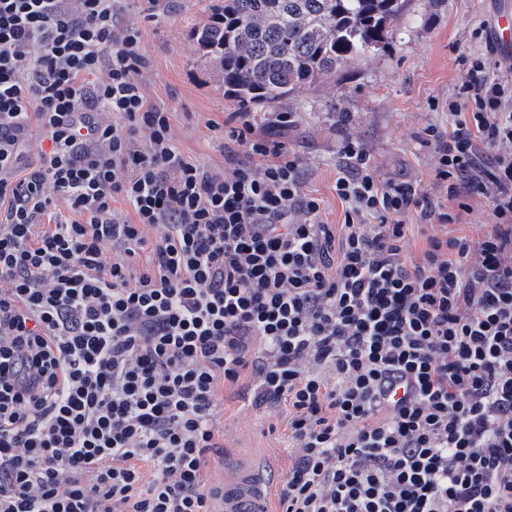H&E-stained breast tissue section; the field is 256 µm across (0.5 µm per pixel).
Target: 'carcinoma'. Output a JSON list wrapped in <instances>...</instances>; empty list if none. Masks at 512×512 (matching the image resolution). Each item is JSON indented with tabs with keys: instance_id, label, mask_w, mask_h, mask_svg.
Here are the masks:
<instances>
[{
	"instance_id": "1",
	"label": "carcinoma",
	"mask_w": 512,
	"mask_h": 512,
	"mask_svg": "<svg viewBox=\"0 0 512 512\" xmlns=\"http://www.w3.org/2000/svg\"><path fill=\"white\" fill-rule=\"evenodd\" d=\"M405 0H224L194 37L225 92L272 104L384 42Z\"/></svg>"
}]
</instances>
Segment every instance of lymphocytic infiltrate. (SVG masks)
<instances>
[{"label": "lymphocytic infiltrate", "mask_w": 512, "mask_h": 512, "mask_svg": "<svg viewBox=\"0 0 512 512\" xmlns=\"http://www.w3.org/2000/svg\"><path fill=\"white\" fill-rule=\"evenodd\" d=\"M123 2L0 0V512H209L216 393L247 369L299 450L281 512H512V64L462 57L425 130L492 231L408 264L410 213L462 216L355 141L339 226L250 113L230 168L185 159Z\"/></svg>", "instance_id": "obj_1"}]
</instances>
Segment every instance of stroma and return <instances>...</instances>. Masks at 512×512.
Wrapping results in <instances>:
<instances>
[{
	"instance_id": "obj_1",
	"label": "stroma",
	"mask_w": 512,
	"mask_h": 512,
	"mask_svg": "<svg viewBox=\"0 0 512 512\" xmlns=\"http://www.w3.org/2000/svg\"><path fill=\"white\" fill-rule=\"evenodd\" d=\"M216 2L159 0L151 8L146 0H126L122 19L141 30L145 91L154 103L174 112L172 134L179 151L189 160L225 168V135L239 105L225 96L218 74L193 38L194 28L209 22ZM502 5L503 0H406L391 35L375 51L337 70L330 81L303 87L282 103L250 105L258 130L284 141L299 158L303 189L319 199L323 223L339 224L344 218L334 186L346 140L366 149L381 180H427L433 157L424 130L444 121L431 104L453 93L462 75L461 56L478 47L475 28L493 23ZM280 112L294 114L291 129L275 126ZM468 204L460 224L427 226L410 215L406 258H419L432 234L475 239L491 231L487 199L472 196ZM255 382L246 370L237 383L218 391L219 447L207 455V490H215L222 480L228 451L258 461L270 459L280 482L294 462L288 408H254Z\"/></svg>"
}]
</instances>
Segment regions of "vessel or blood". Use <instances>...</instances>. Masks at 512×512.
Returning a JSON list of instances; mask_svg holds the SVG:
<instances>
[{
	"label": "vessel or blood",
	"instance_id": "vessel-or-blood-1",
	"mask_svg": "<svg viewBox=\"0 0 512 512\" xmlns=\"http://www.w3.org/2000/svg\"><path fill=\"white\" fill-rule=\"evenodd\" d=\"M494 31L498 52L512 58V5L499 13ZM269 492L266 467L247 461L231 463L217 491L214 512H268Z\"/></svg>",
	"mask_w": 512,
	"mask_h": 512
}]
</instances>
